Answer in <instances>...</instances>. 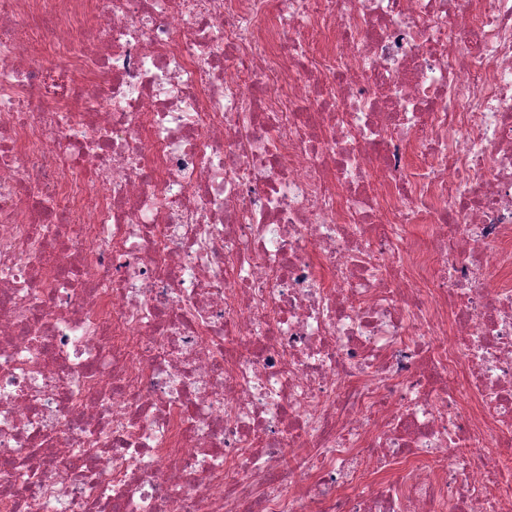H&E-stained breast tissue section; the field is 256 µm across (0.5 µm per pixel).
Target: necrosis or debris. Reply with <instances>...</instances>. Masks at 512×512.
I'll use <instances>...</instances> for the list:
<instances>
[{"label": "necrosis or debris", "mask_w": 512, "mask_h": 512, "mask_svg": "<svg viewBox=\"0 0 512 512\" xmlns=\"http://www.w3.org/2000/svg\"><path fill=\"white\" fill-rule=\"evenodd\" d=\"M506 273L512 0H0V512H512Z\"/></svg>", "instance_id": "necrosis-or-debris-1"}]
</instances>
